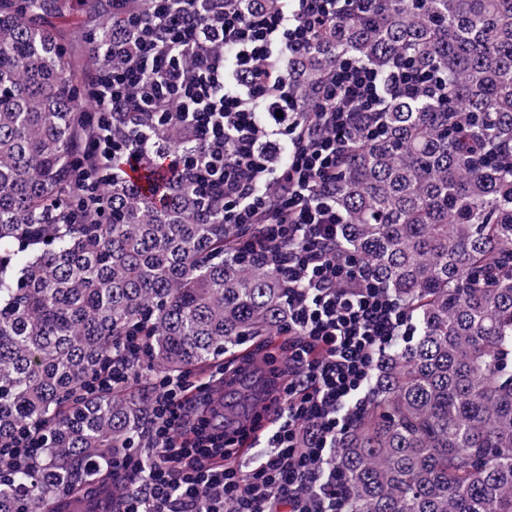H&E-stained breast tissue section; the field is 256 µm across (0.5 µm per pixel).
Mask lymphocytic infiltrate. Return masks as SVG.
<instances>
[{"instance_id":"obj_1","label":"lymphocytic infiltrate","mask_w":512,"mask_h":512,"mask_svg":"<svg viewBox=\"0 0 512 512\" xmlns=\"http://www.w3.org/2000/svg\"><path fill=\"white\" fill-rule=\"evenodd\" d=\"M371 2L282 0L268 11L224 0L201 25L174 0H148L138 57L99 86L97 112L120 98L142 112L184 113L189 140L206 149L183 155L173 170L193 168L213 186L225 224L260 225V255L288 284V372L270 374L274 417L260 460L223 466L231 444L199 414L233 369L195 380L151 375L150 451L130 448L112 462L113 477L128 483L119 512H337L340 482L330 461L364 405L379 357L410 335L411 320L362 264L339 253L342 218L326 201V186L351 147L353 127H378L388 97L439 88L401 66L385 76L347 59L322 87L318 110L301 112L283 72L327 22L349 10L369 12ZM143 68L146 83L137 77ZM228 134L235 145L229 157ZM277 152L283 158L276 163ZM274 199L282 217L268 224L262 216ZM138 354L134 343L112 349L81 391L124 389ZM46 443L42 425L23 424L0 443V467L33 465Z\"/></svg>"}]
</instances>
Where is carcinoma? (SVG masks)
Listing matches in <instances>:
<instances>
[{
    "instance_id": "1",
    "label": "carcinoma",
    "mask_w": 512,
    "mask_h": 512,
    "mask_svg": "<svg viewBox=\"0 0 512 512\" xmlns=\"http://www.w3.org/2000/svg\"><path fill=\"white\" fill-rule=\"evenodd\" d=\"M70 0H0V442L46 425L47 452L0 477V512L108 506L112 456L147 443V394L85 396L103 356L141 341V369L192 374L277 336L288 286L243 246L191 173L144 192L100 179L102 125L132 142L121 100L85 111L96 76L123 67L115 37L144 0H84L99 23L78 83L50 27ZM345 59L428 71L436 97L387 101L383 128L351 131L326 193L339 248L414 321L381 357L333 461L340 512H512V0H375L328 24L285 75L298 111ZM150 172L185 150L180 113L153 117Z\"/></svg>"
}]
</instances>
